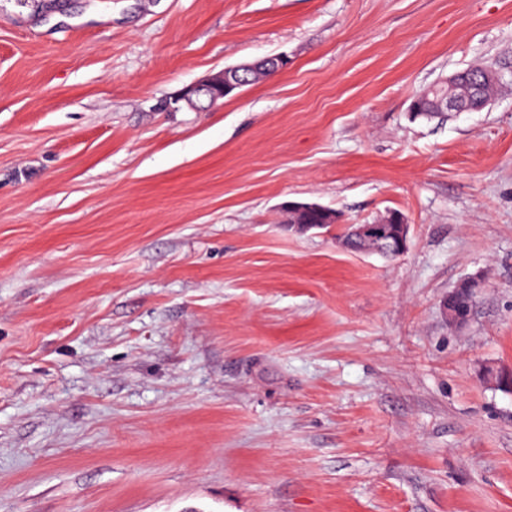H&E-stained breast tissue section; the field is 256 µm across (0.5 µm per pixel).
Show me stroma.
Wrapping results in <instances>:
<instances>
[{
	"label": "stroma",
	"mask_w": 512,
	"mask_h": 512,
	"mask_svg": "<svg viewBox=\"0 0 512 512\" xmlns=\"http://www.w3.org/2000/svg\"><path fill=\"white\" fill-rule=\"evenodd\" d=\"M479 63L489 107L412 115ZM289 201L342 221L297 233ZM389 210L403 255L341 245ZM491 368L512 0H0V512H512ZM250 71L249 66L228 67L224 71L212 76L209 79L202 80L186 89L187 99L200 104L202 100L207 101L209 107L214 106L219 100L224 99L231 93L225 91H232L242 87L246 81V75ZM268 73L265 67H259L248 74V84L261 77H267ZM220 87L223 96H217L212 93L213 89Z\"/></svg>",
	"instance_id": "1"
}]
</instances>
